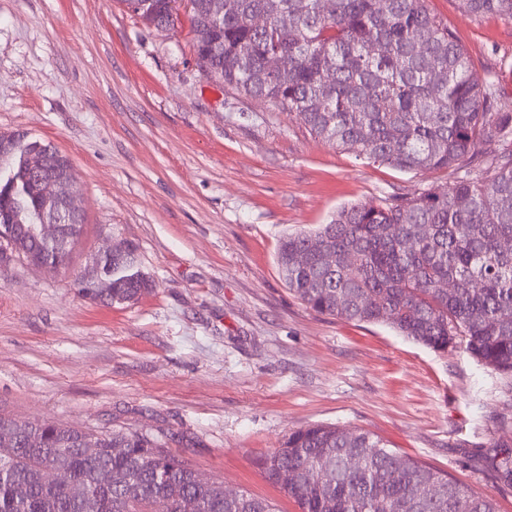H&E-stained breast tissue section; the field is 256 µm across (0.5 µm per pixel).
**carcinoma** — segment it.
<instances>
[{
  "label": "carcinoma",
  "mask_w": 512,
  "mask_h": 512,
  "mask_svg": "<svg viewBox=\"0 0 512 512\" xmlns=\"http://www.w3.org/2000/svg\"><path fill=\"white\" fill-rule=\"evenodd\" d=\"M157 29L179 20L172 0H121ZM467 12L512 20V0H460ZM263 15L267 27L254 28ZM203 75L295 114L309 131L360 159L403 171L450 170L448 187L341 207L312 232L283 236L275 260L313 310L361 323L390 322L402 336L445 353L459 345L512 378V110L474 78L467 52L426 0H198L189 16ZM280 58L283 77L268 69ZM32 139L0 133V225L24 224L17 255L64 268L70 251L40 237L51 211L26 166ZM495 143L498 149L487 146ZM336 251L323 260L316 245ZM153 288L136 249L112 258L106 304ZM56 421L0 416V512H275L267 499L224 495L165 443L132 430L97 435ZM121 448L116 454L113 449ZM356 456L360 466L347 468ZM495 483L512 487V438L479 450ZM301 512H496L447 472L402 458L381 438L316 424L296 430L260 460ZM52 467L59 480L48 483ZM106 470L111 481L98 483ZM432 486L434 495L424 493Z\"/></svg>",
  "instance_id": "carcinoma-1"
}]
</instances>
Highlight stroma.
I'll use <instances>...</instances> for the list:
<instances>
[{
	"label": "stroma",
	"mask_w": 512,
	"mask_h": 512,
	"mask_svg": "<svg viewBox=\"0 0 512 512\" xmlns=\"http://www.w3.org/2000/svg\"><path fill=\"white\" fill-rule=\"evenodd\" d=\"M476 77L512 108V20L428 0ZM187 20L157 29L120 0H0V132L69 156L86 218L69 264L0 266V414L159 436L229 492L300 512L258 465L313 425L363 430L493 495L474 454L512 432V383L465 347L319 314L275 264L284 234L340 206L452 183L333 148L289 113L207 80ZM135 245L137 301L83 298L89 258Z\"/></svg>",
	"instance_id": "35a3bbf8"
}]
</instances>
